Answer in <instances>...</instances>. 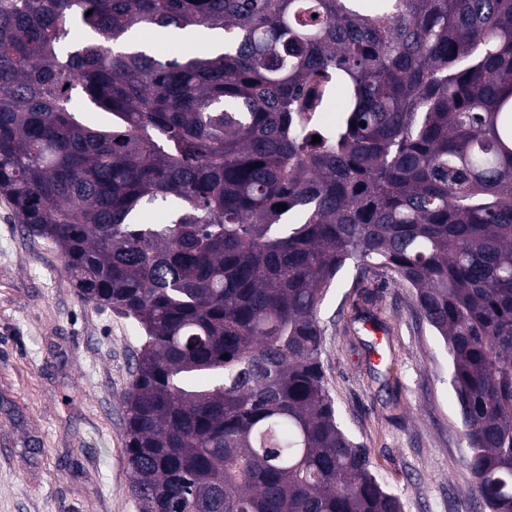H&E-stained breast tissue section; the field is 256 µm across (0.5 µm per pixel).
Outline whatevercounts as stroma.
<instances>
[{
    "mask_svg": "<svg viewBox=\"0 0 512 512\" xmlns=\"http://www.w3.org/2000/svg\"><path fill=\"white\" fill-rule=\"evenodd\" d=\"M356 291L349 265L321 310L341 422L404 512H466L468 449L444 343L414 314V290L391 280L380 291L385 360L375 363L372 334L343 331ZM141 343L132 319L80 296L60 252L0 197V512H140L124 396Z\"/></svg>",
    "mask_w": 512,
    "mask_h": 512,
    "instance_id": "stroma-1",
    "label": "stroma"
}]
</instances>
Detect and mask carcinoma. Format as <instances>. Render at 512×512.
Returning <instances> with one entry per match:
<instances>
[{
  "label": "carcinoma",
  "mask_w": 512,
  "mask_h": 512,
  "mask_svg": "<svg viewBox=\"0 0 512 512\" xmlns=\"http://www.w3.org/2000/svg\"><path fill=\"white\" fill-rule=\"evenodd\" d=\"M193 26L223 50L136 38ZM0 196L144 332L140 512H404L325 384L350 263L414 288L473 490L512 512V0H0Z\"/></svg>",
  "instance_id": "carcinoma-1"
}]
</instances>
